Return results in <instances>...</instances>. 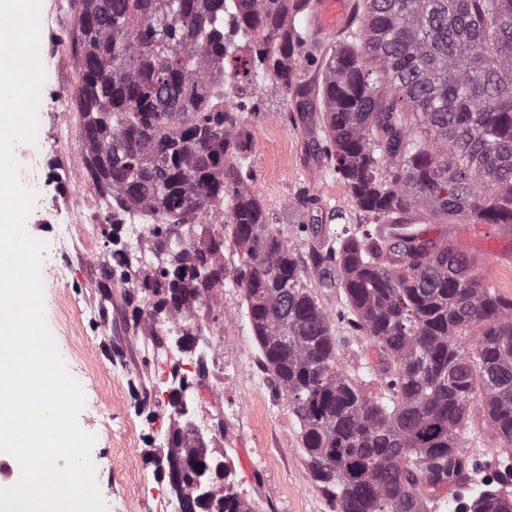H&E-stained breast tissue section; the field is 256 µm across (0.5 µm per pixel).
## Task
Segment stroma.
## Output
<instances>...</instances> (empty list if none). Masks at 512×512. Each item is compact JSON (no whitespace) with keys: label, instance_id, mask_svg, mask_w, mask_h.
I'll return each instance as SVG.
<instances>
[{"label":"stroma","instance_id":"obj_1","mask_svg":"<svg viewBox=\"0 0 512 512\" xmlns=\"http://www.w3.org/2000/svg\"><path fill=\"white\" fill-rule=\"evenodd\" d=\"M40 52L46 73L38 111L39 127L33 149L41 156L30 169L26 186L34 188L35 206L25 224L33 237L53 244L57 227L40 213L67 202V171L84 169L80 119L74 100L79 69L70 49L77 22L73 0H42ZM65 102L69 122L59 129L55 108ZM292 98L266 97L259 112L250 115L252 134L246 165L252 174L249 188L269 213L274 227L297 247H304L299 226L289 223L288 205L301 191L318 199L306 213L308 224L331 225V215L343 211L349 222L359 212L343 182L326 168L313 149L312 115L294 111ZM431 236L448 235L475 256L483 275L512 298V232L493 224L428 223ZM64 279L43 277L46 324L68 372L97 410H82L80 428L95 437L92 460L100 492L113 499H129L132 512H159L157 488L167 487V435L173 420L159 415L155 397L171 399L183 380L199 392L198 411L210 422L204 435L209 449L222 457L233 487L252 512H336L333 500L316 486L299 444L300 426L287 398L262 368V352L248 317L244 294L238 288H214L196 313L215 326L216 336L144 338L138 311L142 297L120 286L100 287L101 270L83 253L55 257ZM336 368L352 375L373 361L374 351L364 339L349 336L336 325ZM212 339L224 355L192 362L186 371H171L157 363L156 349L182 341L193 350L197 340ZM467 448L492 475L498 449L486 436L483 410L473 407L462 438Z\"/></svg>","mask_w":512,"mask_h":512}]
</instances>
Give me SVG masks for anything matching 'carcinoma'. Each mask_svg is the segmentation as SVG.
Wrapping results in <instances>:
<instances>
[{
  "instance_id": "1",
  "label": "carcinoma",
  "mask_w": 512,
  "mask_h": 512,
  "mask_svg": "<svg viewBox=\"0 0 512 512\" xmlns=\"http://www.w3.org/2000/svg\"><path fill=\"white\" fill-rule=\"evenodd\" d=\"M315 5L81 0L72 53L86 174L112 223L156 217L163 254L137 284L156 298L152 314L187 319L213 286L243 290L262 365L337 512H435L464 487L462 512H512V299L423 227L426 216L512 225V0H357L325 53ZM303 64L314 72L298 83ZM169 92L172 109L160 104ZM268 93L319 113L314 147L363 213L304 254L275 230L242 164L245 113ZM221 203L233 266L220 261L225 236L181 232ZM106 248L103 278L126 284V244L111 235ZM316 286L342 289L345 309L329 312ZM338 321L376 349L367 376L336 370ZM475 401L499 448L489 480L461 445ZM211 470L207 458L185 495L251 512L230 485L201 489Z\"/></svg>"
}]
</instances>
